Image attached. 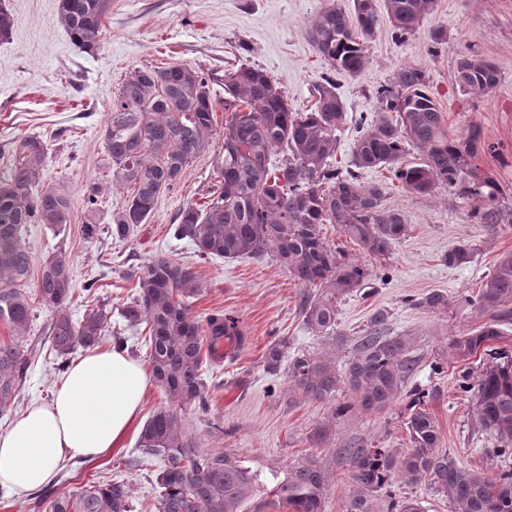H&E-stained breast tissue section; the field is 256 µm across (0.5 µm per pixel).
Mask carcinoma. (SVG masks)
I'll return each mask as SVG.
<instances>
[{"mask_svg": "<svg viewBox=\"0 0 512 512\" xmlns=\"http://www.w3.org/2000/svg\"><path fill=\"white\" fill-rule=\"evenodd\" d=\"M435 0H383L393 34L403 39L430 14ZM111 0H60L58 22L72 44L83 52L97 50ZM356 20L329 5L306 26L305 33L330 69L358 73L366 63L368 43L378 22L377 0H355ZM15 17L0 7V42L10 39ZM454 83L464 94L485 96L499 81L497 66L478 54L459 57ZM212 80L189 65L137 70L126 78L108 113L103 140L107 168L116 182L133 194L112 212L106 231L125 240L153 214L161 191L171 188L192 159L212 145L216 110H224L217 181L200 206L181 209L172 236L195 247L201 262L213 258L272 255L305 291L300 313L311 332L336 333L339 305L366 285L370 270L329 244L325 227L340 232L368 252L385 256L408 231L405 214L385 204L379 184L360 181L359 171L383 167L407 190L428 194L439 186L465 185L481 199L471 217L494 228L502 223L495 176L477 164L479 153L492 150L480 127L462 136L448 135L443 114L429 94L426 71L414 64L400 66L392 84L375 93L376 115L359 122L352 165L336 168L338 135L347 120L346 107L326 76L313 89L314 103L295 112L287 97L263 70L241 65L224 71V99L212 95ZM421 161L401 163L408 147ZM48 153L37 136L15 141L13 162L0 175V324L10 340H0V413L11 407L25 379L30 350L28 336L33 306L25 286L33 258L23 238L30 224L62 231L72 222L69 196L56 189L33 192ZM100 187L87 188L86 233H97ZM473 249L462 244L448 251L450 266L466 264ZM135 293L122 305L120 317L131 327L146 328L145 345L151 372L168 398L146 421L138 448L162 461L155 475V512H324L328 475L321 460L308 455L291 464L284 475L268 481L244 458L209 451L185 431L178 409L206 405L205 368L220 358L216 348L227 337L242 339L238 321L227 314L201 319L192 311L200 292L194 272L167 256H157L129 273ZM94 284L83 291L87 304L79 321L69 314L74 296L70 256L58 249L43 260L35 293L53 314L49 324L52 350L59 358L75 349L100 344L112 309L94 295ZM485 320L448 338V355L458 362L478 352L493 362L474 388L479 424L500 440L499 454L512 455V357L495 350L501 327L512 324V253L502 255L493 273L470 300ZM415 306L437 311L448 306V295L431 292ZM388 313L376 311L357 337L355 353L344 368L330 357L301 350L288 364L290 381L311 399L330 404L332 418L350 412H383L401 395L410 447L402 450L370 446L362 441L343 449L357 490L346 512H422L420 502L387 494L380 506L377 493L394 478L416 484L427 480L448 498L453 512H512V470L493 477L459 465L438 451L439 424L429 406L440 399L431 389L404 392L417 359L416 339L392 333ZM288 342L271 345L264 355L269 372L280 369ZM347 390L349 399L336 395ZM46 512H134L133 490L126 481L89 483L50 500Z\"/></svg>", "mask_w": 512, "mask_h": 512, "instance_id": "carcinoma-1", "label": "carcinoma"}]
</instances>
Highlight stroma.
Returning a JSON list of instances; mask_svg holds the SVG:
<instances>
[{"label":"stroma","instance_id":"stroma-1","mask_svg":"<svg viewBox=\"0 0 512 512\" xmlns=\"http://www.w3.org/2000/svg\"><path fill=\"white\" fill-rule=\"evenodd\" d=\"M0 1L16 17L10 41L0 43V173L10 163L16 140L36 135L47 143L38 186L69 194L73 221L61 232L30 225L24 240L38 263L59 248L69 254L76 286L73 318L84 312V285L93 284L97 296L117 311L134 291L127 277L132 266L166 255L190 266L200 282L195 314L220 311L240 321L245 344L235 357L211 365L206 408L192 406L181 413L186 431L201 448L236 453L266 472L283 471L303 455H316L329 476L324 512H345L355 485L339 448L354 440L406 447L403 403L383 413L356 412L332 419L328 403L296 390L287 368L267 372L263 356L271 344L284 339L289 351L328 353L337 365H344L370 316L385 309L391 332L417 338L419 365L409 389L441 392L432 407L441 451L483 473L512 469V456L501 457L494 433L480 426L469 390L489 356L480 352L459 362L446 353L449 336L482 322L469 301L501 255L512 252V224L491 229L475 223L470 213L478 199L463 185L419 195L402 187L387 169L361 171L362 181L383 186L386 205L405 214L408 232L389 255L375 256L336 227H328L329 243L371 271L366 287L341 303L333 340L306 327L298 308L301 288L271 256L201 262L188 241L169 237L168 226L177 212L204 202L218 146L193 159L173 188L161 193L148 223L139 225L128 240L118 242L105 233L92 238L84 231L90 183L103 185L97 209L104 225L132 193L130 187L113 183L102 135L112 99L128 76L176 64L220 76L246 64L264 69L292 108L306 111L312 103L310 90L322 82L327 66L305 28L327 5L353 12V0H112L101 46L91 53L76 48L59 24L58 0ZM439 29L446 37L438 44L433 36ZM468 53L492 60L499 69V82L487 96L463 94L453 83L454 63ZM405 63L425 69L429 93L451 136L463 135L472 124L482 128L495 150L483 155L481 165L500 181V203L503 210H511L512 0H436L433 11L401 41L394 40L388 21H381L364 68L336 77V91L347 109V123L338 134V168L351 162L359 120L376 114L375 92L389 86ZM461 243L472 245L471 262L448 265L445 254ZM434 290L447 293V308L431 312L415 307L416 299ZM35 314L27 380L16 408L0 414V432L29 405L49 400L63 377L51 352V314L40 306ZM140 433L139 427L133 428L122 447L99 460L62 463L50 492H73L93 481L120 478L133 488L135 512H154L153 475L160 461L141 453Z\"/></svg>","mask_w":512,"mask_h":512}]
</instances>
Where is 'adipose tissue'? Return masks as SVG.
<instances>
[{
  "mask_svg": "<svg viewBox=\"0 0 512 512\" xmlns=\"http://www.w3.org/2000/svg\"><path fill=\"white\" fill-rule=\"evenodd\" d=\"M152 384L150 369L127 349H87L48 403L33 405L0 432V486L24 497L50 485L66 459L121 447Z\"/></svg>",
  "mask_w": 512,
  "mask_h": 512,
  "instance_id": "adipose-tissue-1",
  "label": "adipose tissue"
}]
</instances>
